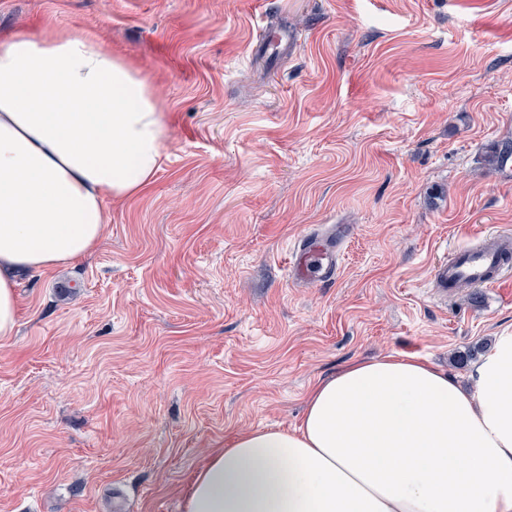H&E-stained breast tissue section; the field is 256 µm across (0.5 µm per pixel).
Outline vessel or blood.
<instances>
[{
	"label": "vessel or blood",
	"mask_w": 512,
	"mask_h": 512,
	"mask_svg": "<svg viewBox=\"0 0 512 512\" xmlns=\"http://www.w3.org/2000/svg\"><path fill=\"white\" fill-rule=\"evenodd\" d=\"M326 245L313 248L309 235H302L292 247L291 278L293 281L325 282L333 280L340 267L346 236L331 229ZM512 252V234L491 230L471 242L455 246L448 259L439 261L429 280L432 294L444 299L461 288H483L496 283L512 270L507 253Z\"/></svg>",
	"instance_id": "vessel-or-blood-1"
}]
</instances>
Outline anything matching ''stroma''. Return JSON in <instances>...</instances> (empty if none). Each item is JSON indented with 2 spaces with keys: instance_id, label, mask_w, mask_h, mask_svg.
<instances>
[{
  "instance_id": "1",
  "label": "stroma",
  "mask_w": 512,
  "mask_h": 512,
  "mask_svg": "<svg viewBox=\"0 0 512 512\" xmlns=\"http://www.w3.org/2000/svg\"><path fill=\"white\" fill-rule=\"evenodd\" d=\"M90 32L168 116L88 257L24 276L0 340V512H183L225 437L414 354L470 387L512 275L440 303L448 248L512 232V0H0V36ZM349 224L334 280L288 279Z\"/></svg>"
}]
</instances>
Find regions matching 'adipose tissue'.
I'll return each mask as SVG.
<instances>
[{
	"mask_svg": "<svg viewBox=\"0 0 512 512\" xmlns=\"http://www.w3.org/2000/svg\"><path fill=\"white\" fill-rule=\"evenodd\" d=\"M167 116L89 33L0 37V340L16 275L92 254L105 203L159 171ZM460 389L416 355L347 362L310 388L293 429L226 439L183 512H512V331Z\"/></svg>",
	"mask_w": 512,
	"mask_h": 512,
	"instance_id": "obj_1",
	"label": "adipose tissue"
}]
</instances>
